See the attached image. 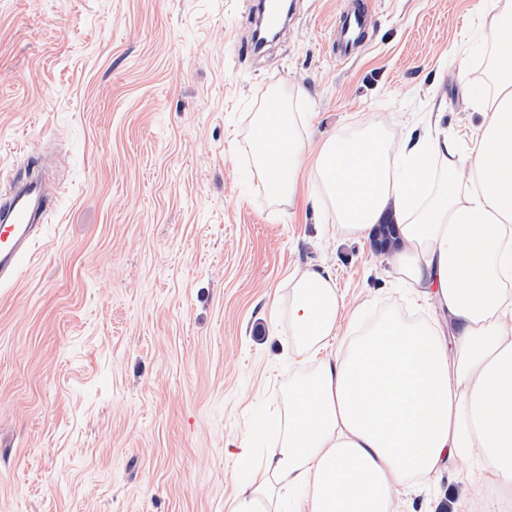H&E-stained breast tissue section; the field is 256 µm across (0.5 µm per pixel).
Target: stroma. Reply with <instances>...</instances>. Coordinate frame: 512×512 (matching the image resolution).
<instances>
[{
  "label": "stroma",
  "mask_w": 512,
  "mask_h": 512,
  "mask_svg": "<svg viewBox=\"0 0 512 512\" xmlns=\"http://www.w3.org/2000/svg\"><path fill=\"white\" fill-rule=\"evenodd\" d=\"M474 2L374 0L345 60L343 0H293L287 30L250 52V0H0V196L34 152L58 184L0 287V512H231L286 432L296 270L333 273L330 350L387 311L436 318L372 240L334 233L315 174L292 203L268 196L249 131L278 95L304 113L309 153L373 120L401 136L429 112L469 139L482 116L460 61L495 94ZM482 475L460 449L398 510L457 512Z\"/></svg>",
  "instance_id": "obj_1"
}]
</instances>
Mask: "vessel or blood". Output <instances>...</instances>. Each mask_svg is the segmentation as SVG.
<instances>
[{"mask_svg":"<svg viewBox=\"0 0 512 512\" xmlns=\"http://www.w3.org/2000/svg\"><path fill=\"white\" fill-rule=\"evenodd\" d=\"M370 12L371 0H353L342 12L336 26V50L342 58L352 57L365 42ZM55 198V187L35 176L0 199V284L16 279Z\"/></svg>","mask_w":512,"mask_h":512,"instance_id":"vessel-or-blood-1","label":"vessel or blood"}]
</instances>
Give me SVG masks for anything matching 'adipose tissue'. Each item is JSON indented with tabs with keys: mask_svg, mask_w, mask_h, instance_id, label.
<instances>
[{
	"mask_svg": "<svg viewBox=\"0 0 512 512\" xmlns=\"http://www.w3.org/2000/svg\"><path fill=\"white\" fill-rule=\"evenodd\" d=\"M496 44L485 96L463 91L483 119L462 145L424 118L393 138L368 124L329 137L313 166L336 230L361 238L395 222L398 281L438 306L442 322L390 313L344 353L326 355L338 296L324 266L301 270L288 307L298 352L318 357L288 391V429L267 449L232 512H396L398 489L447 471L459 449L485 462L472 492L512 497V0H478ZM280 99L256 113V167L292 201L304 144Z\"/></svg>",
	"mask_w": 512,
	"mask_h": 512,
	"instance_id": "obj_1",
	"label": "adipose tissue"
}]
</instances>
